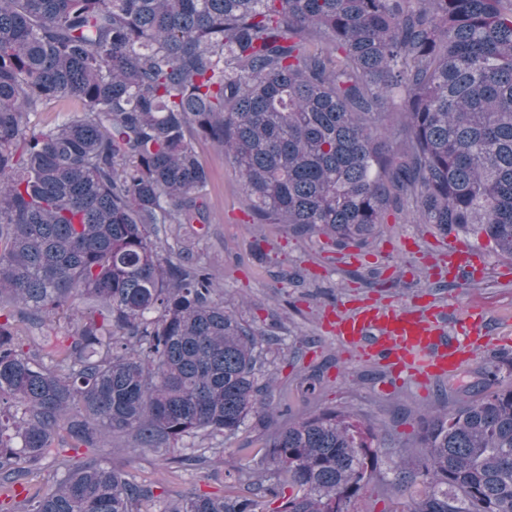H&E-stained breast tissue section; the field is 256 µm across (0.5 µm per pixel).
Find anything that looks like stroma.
Returning <instances> with one entry per match:
<instances>
[{"label":"stroma","instance_id":"1","mask_svg":"<svg viewBox=\"0 0 512 512\" xmlns=\"http://www.w3.org/2000/svg\"><path fill=\"white\" fill-rule=\"evenodd\" d=\"M197 150L210 174L211 221L201 230L182 229L180 240L211 265L227 310L261 329L281 326L284 342L268 353L263 373L273 382L266 400L293 418L336 409L374 425L382 450L355 508L401 512L407 497L384 489L392 478V450L409 446L421 423L437 410L455 408L458 400L449 396V384L466 382L483 391L488 371L512 372V340L485 347L452 378L398 383L388 366L342 347L324 330L323 319L339 302L411 304L423 311L438 309L453 336L469 305L478 304L487 312L489 330L512 337V259L500 257L485 236L461 229L446 235L430 224L398 223L392 215L366 244L339 251L328 248L325 237H299L285 224L251 223L250 203L223 151L208 142ZM450 236L486 253L489 271L481 284H473L471 273L449 268L441 246ZM273 428L264 415L252 416L237 439L244 452L215 458L209 469L193 474L165 467L159 452L134 449L127 436L113 437L101 454L108 466L153 486L155 495L166 500L231 495L265 480L262 459Z\"/></svg>","mask_w":512,"mask_h":512}]
</instances>
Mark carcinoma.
<instances>
[{"label": "carcinoma", "mask_w": 512, "mask_h": 512, "mask_svg": "<svg viewBox=\"0 0 512 512\" xmlns=\"http://www.w3.org/2000/svg\"><path fill=\"white\" fill-rule=\"evenodd\" d=\"M79 105L52 128L30 116ZM200 141L258 224L360 244L388 212L512 258V0H0V489L23 512H141L93 449L174 445L200 471L268 404L282 344L169 239L208 223ZM63 315L71 331L52 326ZM84 446L61 457L60 433ZM374 427L314 411L265 444L270 483L160 512H353ZM407 512H512V379L423 422Z\"/></svg>", "instance_id": "1"}]
</instances>
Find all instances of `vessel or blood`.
Wrapping results in <instances>:
<instances>
[{"label":"vessel or blood","mask_w":512,"mask_h":512,"mask_svg":"<svg viewBox=\"0 0 512 512\" xmlns=\"http://www.w3.org/2000/svg\"><path fill=\"white\" fill-rule=\"evenodd\" d=\"M445 249L454 266L475 268L481 264L465 242L449 239ZM324 326L344 344L365 356L381 357L394 373L415 382L454 374L488 342L487 337L469 333L445 336L437 318L392 306L341 307L326 316Z\"/></svg>","instance_id":"1"}]
</instances>
